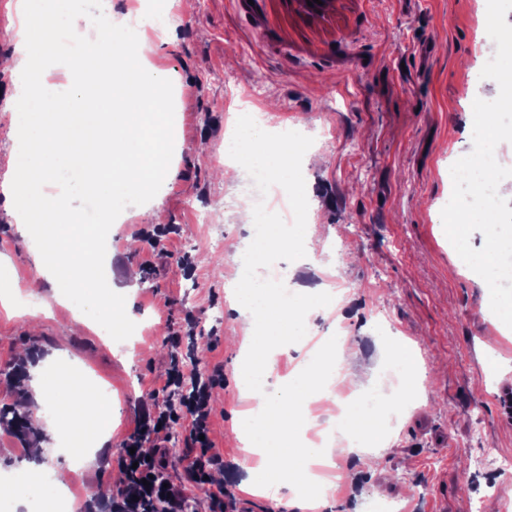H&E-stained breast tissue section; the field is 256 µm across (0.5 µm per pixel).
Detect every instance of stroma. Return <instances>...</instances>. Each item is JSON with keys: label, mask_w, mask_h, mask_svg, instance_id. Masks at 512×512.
Masks as SVG:
<instances>
[{"label": "stroma", "mask_w": 512, "mask_h": 512, "mask_svg": "<svg viewBox=\"0 0 512 512\" xmlns=\"http://www.w3.org/2000/svg\"><path fill=\"white\" fill-rule=\"evenodd\" d=\"M169 40L152 36L149 60L173 83L172 176L160 195L170 257L153 259L144 236L150 211L115 224L106 274L123 294L138 343L114 341L79 322L52 298L39 275L33 242L0 192V260L18 302L32 308L0 313V410L32 404L22 352L83 361L118 399L106 450L67 485L75 499L111 483L109 452L134 432L146 395L161 388L171 336L193 314L200 325L192 357L220 369L211 394L209 437L224 454V499L236 512H300L289 490L239 486L257 459L233 428L241 398L243 317L230 300L241 258L234 247L254 236L241 223L239 188L220 176L234 114L259 112L279 127L324 143L303 165L308 199L306 256L260 269L264 279L314 293L331 290L333 309H314L305 337L281 347L278 373L302 364L329 338L356 380L328 381L360 402L371 399L399 418L376 445L350 448L327 401L313 403L307 438L323 449L326 475L342 474L339 493L325 489L319 512H367L372 498L399 499L406 512H512V477L476 465L491 451L512 454V420L494 395L512 379V336L493 319L487 290L453 262L441 210L452 193L450 168L472 147L473 101L495 97V82L476 80L487 36L486 0H324L320 16L293 0H193L176 10ZM16 75L0 71V177L14 145L10 127ZM214 206L223 247H209L193 208ZM222 320H214L216 311ZM52 411L31 415L24 441L0 425V474L16 473L29 449L46 440Z\"/></svg>", "instance_id": "1"}]
</instances>
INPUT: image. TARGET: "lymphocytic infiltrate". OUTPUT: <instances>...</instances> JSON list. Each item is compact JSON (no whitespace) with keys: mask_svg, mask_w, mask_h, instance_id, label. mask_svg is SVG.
<instances>
[{"mask_svg":"<svg viewBox=\"0 0 512 512\" xmlns=\"http://www.w3.org/2000/svg\"><path fill=\"white\" fill-rule=\"evenodd\" d=\"M222 380L217 369L195 366L186 375L172 367L160 390L152 391V405L145 408L137 432L117 451L125 480L106 504V512H188L193 489L204 492L209 512H224V486L211 477L212 471L223 469L224 457L207 438L211 391ZM181 423L189 427L191 446L178 457L181 473L174 482L162 444ZM147 442L155 443L154 453L143 452Z\"/></svg>","mask_w":512,"mask_h":512,"instance_id":"f902f5d3","label":"lymphocytic infiltrate"}]
</instances>
